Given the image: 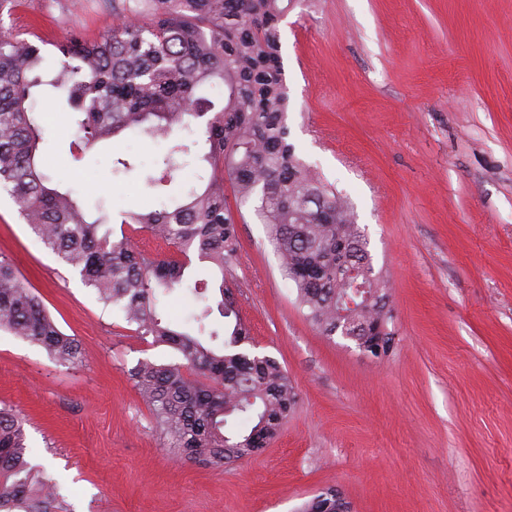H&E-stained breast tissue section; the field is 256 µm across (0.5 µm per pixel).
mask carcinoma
I'll return each instance as SVG.
<instances>
[{"label": "carcinoma", "instance_id": "obj_1", "mask_svg": "<svg viewBox=\"0 0 512 512\" xmlns=\"http://www.w3.org/2000/svg\"><path fill=\"white\" fill-rule=\"evenodd\" d=\"M99 38L53 44L61 57L51 74L50 45L34 32L0 30V191L47 248L77 272L85 287L134 331L171 348L180 360L141 359L128 369L152 410L166 447L176 456H206L215 464L242 459L269 445L292 411L288 372L250 348L249 329L233 290L219 285L213 306L207 283L188 286L192 260L224 273L235 257L237 224L245 206L266 227L282 276L297 291L308 319L329 337L349 319L371 341L391 316L386 282L375 271L349 201L296 153L289 141V94L280 56L278 22L294 0H134ZM49 86L73 109L78 150L142 130L170 142L148 177L167 186L196 150L210 173L203 188L162 209L122 212L118 224H140L176 248L150 257L92 217L80 198L61 191L42 172L43 127L34 88ZM223 88L222 101L207 96ZM195 124L192 144L173 140L175 126ZM230 186L236 209L227 204ZM190 288L201 301L179 328L157 310V293ZM224 319L219 330L213 312ZM0 331L42 347L62 366L81 361L77 340L65 334L42 298L12 261L0 256ZM26 418L0 407V512H72L56 484L27 458ZM336 500L317 495L299 512H333Z\"/></svg>", "mask_w": 512, "mask_h": 512}]
</instances>
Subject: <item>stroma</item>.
Masks as SVG:
<instances>
[{
  "mask_svg": "<svg viewBox=\"0 0 512 512\" xmlns=\"http://www.w3.org/2000/svg\"><path fill=\"white\" fill-rule=\"evenodd\" d=\"M113 22L112 0H19L0 16L54 42ZM278 27L290 138L354 208L388 280L392 352L324 336L264 225L238 224L224 276L296 405L257 455L178 458L127 374L177 354L99 302L1 195L0 254L82 361L0 332V403L26 417L30 460L73 512H298L329 489L352 512H512V0H295ZM33 109L44 173L94 213L166 206L204 172L190 153L150 187L167 142L141 133L77 160L70 109L48 89Z\"/></svg>",
  "mask_w": 512,
  "mask_h": 512,
  "instance_id": "stroma-1",
  "label": "stroma"
}]
</instances>
